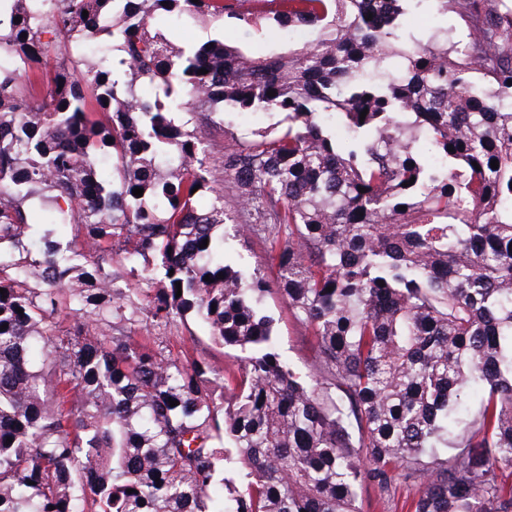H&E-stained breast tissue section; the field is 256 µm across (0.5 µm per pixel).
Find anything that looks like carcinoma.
I'll return each mask as SVG.
<instances>
[{
	"label": "carcinoma",
	"mask_w": 512,
	"mask_h": 512,
	"mask_svg": "<svg viewBox=\"0 0 512 512\" xmlns=\"http://www.w3.org/2000/svg\"><path fill=\"white\" fill-rule=\"evenodd\" d=\"M162 2L0 0V512H362L396 475L423 480L413 512H512V7L436 0L460 48L403 27L426 0ZM183 13L316 38L255 55L151 31ZM64 41L112 54L38 100L20 79ZM269 111L288 125L220 156L200 132ZM251 235L312 383L261 267L225 263ZM189 313L238 372L134 336ZM233 248L252 264L255 260L262 262L265 274L272 283V290L266 295L263 306L275 319L278 348L289 363L308 380L313 357L311 335L309 330L288 311V307L276 291L273 283L277 276V268L265 260L263 245L256 239L249 238L245 243L243 240L234 241Z\"/></svg>",
	"instance_id": "obj_1"
}]
</instances>
